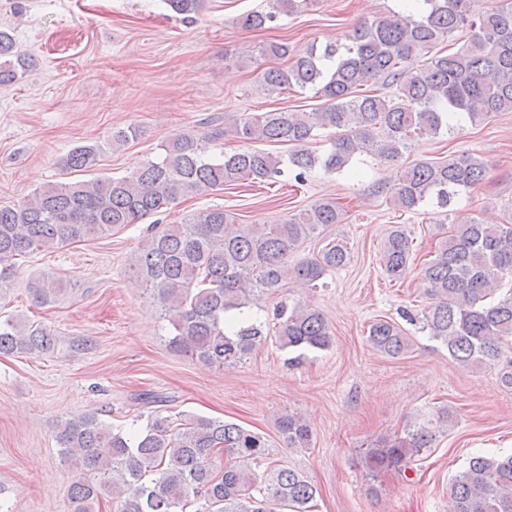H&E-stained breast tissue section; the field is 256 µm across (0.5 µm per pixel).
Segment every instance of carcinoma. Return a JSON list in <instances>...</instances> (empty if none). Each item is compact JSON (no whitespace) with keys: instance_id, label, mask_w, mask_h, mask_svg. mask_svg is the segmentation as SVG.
Masks as SVG:
<instances>
[{"instance_id":"obj_1","label":"carcinoma","mask_w":512,"mask_h":512,"mask_svg":"<svg viewBox=\"0 0 512 512\" xmlns=\"http://www.w3.org/2000/svg\"><path fill=\"white\" fill-rule=\"evenodd\" d=\"M186 17L200 0H165ZM312 0H269L268 9L247 14L243 24L264 28L279 15H291ZM406 12L357 25L344 45L311 44L295 50L286 42L261 45L258 55H233L235 65L288 59L285 68L268 67L262 81L271 92L316 90L327 106L314 112H259L233 120L230 133L248 142L294 145L286 156L252 148L219 159L205 143L180 135L164 154L121 177L69 180L36 189L12 205H0V285L17 272V259L106 233L230 183L278 181L293 167L301 172L317 165L329 173L343 171L352 158L371 152L393 160L413 143L437 138L466 117L471 122L491 112L512 110V0H498L477 11L473 0H414ZM468 28L465 47L446 54L439 42ZM423 58L420 69L405 74L403 64ZM28 58L14 51V40L0 31V86L19 80ZM381 79L391 90L363 94L360 87ZM321 129L336 130L330 149L319 155L306 148ZM141 135L129 125L112 132L120 148ZM102 152L98 144L79 145L64 160L66 168H93ZM487 162L475 154L406 167L390 186L393 204L414 212L427 200L446 208L454 196L480 185ZM230 215L214 208L191 214L179 224H151L129 270L171 324L169 347L210 365L240 363L270 339L293 353L300 364L306 353L326 350L334 334L326 318L305 303H276L273 321L252 320L245 309L252 299L272 295L286 281L317 287L331 270L343 266L348 252L328 242L314 258L295 263L289 257L307 239L342 222L333 200H319L281 224L229 225ZM412 240L397 226L382 247L387 276L402 279L410 265ZM512 275V219L486 224L470 218L454 225L422 270L428 305L423 324L431 338L462 366L503 361L500 380L512 388V295L495 298ZM35 303L55 302L60 292L50 276L28 283ZM369 343L397 358L411 348L410 337L395 322L377 319ZM56 339L50 329L17 317L0 320V354H46ZM146 424L131 436L94 415L63 421L55 440L59 454L74 461L80 473L71 483L72 512H95L105 498L115 512H308L318 488L300 470L281 463L263 435L226 420L201 415L174 419L160 413L158 397L144 396ZM446 407L432 419L408 428L395 444L374 448L369 468L406 470L447 431ZM277 426L290 448H305L310 425L285 413ZM456 512H512V455L474 457L451 485Z\"/></svg>"}]
</instances>
